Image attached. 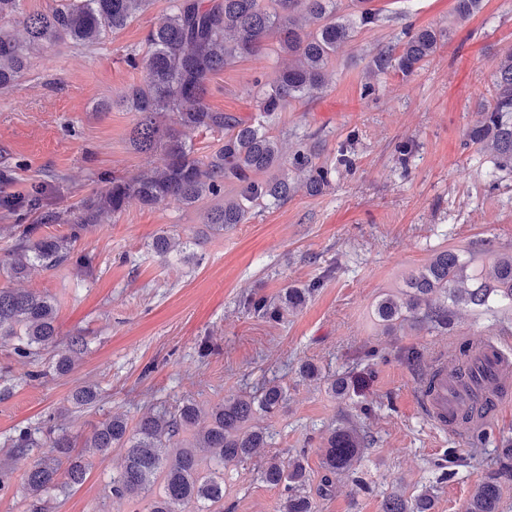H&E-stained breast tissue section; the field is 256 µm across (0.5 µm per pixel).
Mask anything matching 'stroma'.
<instances>
[{"mask_svg":"<svg viewBox=\"0 0 512 512\" xmlns=\"http://www.w3.org/2000/svg\"><path fill=\"white\" fill-rule=\"evenodd\" d=\"M454 4L373 0L380 23L338 49L324 89L280 112L272 133L283 150L304 138L334 162L339 147L347 148L352 168L337 166L322 193L298 190L210 236L202 206L133 200L82 232L76 248L91 257L90 272L36 270L17 282L0 273V287L52 297L61 336L79 334L85 343L65 376L52 369L55 349L27 360L0 343V466L14 471L0 512H25L28 460L14 456L9 437L20 425L43 426L80 387L98 390L93 407L65 421L81 442L112 414L133 424L150 406L171 408L186 398L207 411L273 379L286 387L287 400L254 422L267 434V454L285 461L305 451L319 512H381L391 492L410 497L428 488L433 512H464L475 484L497 467L499 440L512 438V410L499 415L476 450L424 419L415 382L443 348L489 338L512 351V308L461 306L452 330L405 324L389 335L373 314L383 294L404 291L406 279L443 248L479 262L512 251V174L494 172L492 152L465 144L491 99L494 64L512 48V0H483L466 20ZM168 10L169 0H153L98 44L34 50L13 89L0 96V189L23 197L32 186L43 188L39 209L0 211V257L15 243L3 226L33 224L36 237L65 236L69 227L56 216L78 213L102 178L133 177L158 163V155L130 146L137 115L120 99L144 78L127 65V54L144 50ZM424 27L442 38L413 76L369 74L378 48ZM287 61L276 40H267L260 54L211 77L208 104L254 114L257 78L272 79ZM367 82L375 87L369 96L362 93ZM161 233L181 243L166 262L152 250ZM312 282L311 298L282 321L241 306L252 293L272 296ZM412 349L422 354L419 365L404 359ZM305 361L319 367L320 380L300 377ZM345 372L362 380L349 399L329 389ZM345 417L365 437L358 466L365 485L341 476L323 496L321 448ZM121 462L118 448L91 457L84 483L53 492L49 512H110V481ZM262 464L258 456L225 470L224 512H278L281 491L261 480Z\"/></svg>","mask_w":512,"mask_h":512,"instance_id":"stroma-1","label":"stroma"}]
</instances>
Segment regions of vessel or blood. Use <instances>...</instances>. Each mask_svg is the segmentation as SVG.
<instances>
[{"mask_svg": "<svg viewBox=\"0 0 512 512\" xmlns=\"http://www.w3.org/2000/svg\"><path fill=\"white\" fill-rule=\"evenodd\" d=\"M472 353L473 374L460 382L448 372L447 350L438 351L416 391L429 423L462 440L483 427L497 408L512 403V390L499 381L512 370V354L487 339L474 341ZM490 389L496 395L489 401L484 393Z\"/></svg>", "mask_w": 512, "mask_h": 512, "instance_id": "vessel-or-blood-1", "label": "vessel or blood"}]
</instances>
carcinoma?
Segmentation results:
<instances>
[{
    "label": "carcinoma",
    "instance_id": "cac0c4a2",
    "mask_svg": "<svg viewBox=\"0 0 512 512\" xmlns=\"http://www.w3.org/2000/svg\"><path fill=\"white\" fill-rule=\"evenodd\" d=\"M17 0H0V94L14 86L27 51L44 44L92 45L108 32L130 24L152 0H60L52 12L30 14L14 20ZM342 0H171L170 10L146 36L147 50L127 57L128 64L144 73L143 82L131 85L121 103L138 114L129 132L133 150L159 153L160 163L136 177H112L70 220L65 237L32 238L35 228L24 229L19 242L0 258V270L23 278L32 266L52 271L67 263L91 268V259L77 251L76 243L88 226L121 212L136 197L145 205L168 200L193 207L208 198L212 205L202 213L211 234L244 224L261 204L281 202L297 191L283 169V155L270 127L291 101H300L325 86L327 68L337 50L354 38L356 29L380 21L368 0H351L353 13L340 14ZM315 25L309 30L302 24ZM274 37L288 55V67L279 71L270 89L257 101L249 119L214 110L206 103L210 78L237 60L258 54ZM406 39L377 50L370 61L376 75L394 73L408 78L438 47L439 35L420 29ZM221 134L212 154L194 156L184 130ZM465 145L489 148L497 168L512 173V50L494 66V95L481 120L466 134ZM315 147L299 144L288 158L293 169L307 173L303 188L317 194L329 184L331 169L317 162ZM476 277L472 288L457 284ZM402 298L386 294L375 305V315L388 331L395 322L428 323L435 328L453 325L450 304L490 310L512 306V252L498 253L488 269L476 272L461 261L459 252L442 250L422 270L408 277ZM318 287H287L269 300L256 293L243 300L250 313L278 320L286 311L302 306ZM0 341L13 343L14 353L30 358L51 345L61 347L53 368L71 371L76 355L83 353L81 336L60 337L56 307L51 299L33 291L0 287ZM287 390L270 381L257 395H230L208 412L209 424L194 430L201 413L193 400L172 410L154 411L135 426L113 415L95 425L84 448L104 454L123 450V468L112 475V498L149 500L145 512H224V468L246 462L267 445L266 432L254 426L257 411L274 413L284 404ZM98 399L92 385L78 389L69 403L80 408ZM10 447L26 456L35 448L46 452L24 473L27 512H45V495L59 487L83 484L87 471L84 452H76L74 437L64 427L45 429L18 426ZM363 438L347 421L329 431L322 448L320 491L327 492L333 477L347 475L359 482L356 466ZM498 468L480 481L465 504V512H500L503 485L512 482V441L496 449ZM260 478L283 488L278 512H317L307 491L310 474L305 455L298 453L283 464L276 456L262 465ZM429 489L407 497L391 493L382 512H432Z\"/></svg>",
    "mask_w": 512,
    "mask_h": 512
}]
</instances>
